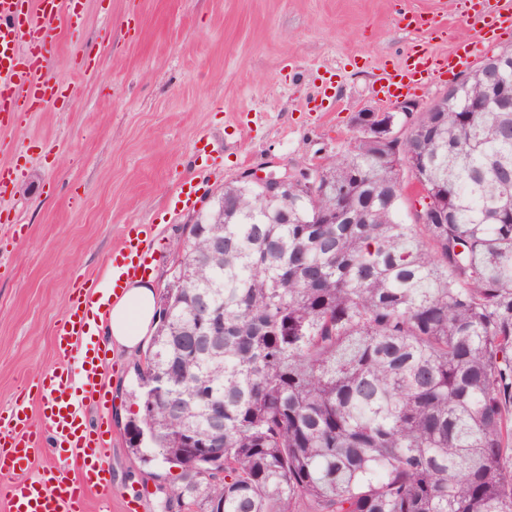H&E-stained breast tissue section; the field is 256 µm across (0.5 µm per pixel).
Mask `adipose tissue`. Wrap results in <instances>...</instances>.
Here are the masks:
<instances>
[{"mask_svg": "<svg viewBox=\"0 0 512 512\" xmlns=\"http://www.w3.org/2000/svg\"><path fill=\"white\" fill-rule=\"evenodd\" d=\"M102 326L109 343L132 353L150 330L155 313V290L151 278L134 281L115 301L106 303Z\"/></svg>", "mask_w": 512, "mask_h": 512, "instance_id": "obj_1", "label": "adipose tissue"}]
</instances>
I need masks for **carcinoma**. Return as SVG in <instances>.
Here are the masks:
<instances>
[{"instance_id":"1","label":"carcinoma","mask_w":512,"mask_h":512,"mask_svg":"<svg viewBox=\"0 0 512 512\" xmlns=\"http://www.w3.org/2000/svg\"><path fill=\"white\" fill-rule=\"evenodd\" d=\"M421 112L316 196L224 186L135 364L128 448L200 512H512V112ZM400 159L416 169L401 219ZM436 212L442 224H423ZM224 335L190 336L199 296Z\"/></svg>"}]
</instances>
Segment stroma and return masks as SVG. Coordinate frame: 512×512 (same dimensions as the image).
I'll list each match as a JSON object with an SVG mask.
<instances>
[{
    "label": "stroma",
    "instance_id": "obj_1",
    "mask_svg": "<svg viewBox=\"0 0 512 512\" xmlns=\"http://www.w3.org/2000/svg\"><path fill=\"white\" fill-rule=\"evenodd\" d=\"M465 2L81 0V23L64 29L50 62L51 78L72 89L69 105L21 116L0 147L14 170L0 207L15 217L0 223V409L54 365L57 320L125 232L154 226L147 261L164 298L176 242L224 183L246 169L316 166L350 141L360 109L386 108L377 73L411 44L403 12L446 16L447 33L431 42L441 53L466 45L479 63L512 45V32L480 38ZM179 187L192 206L176 207ZM112 355L113 498L88 510L122 512L120 493L145 482L140 512H187L168 501L177 470L143 465L127 448L138 357Z\"/></svg>",
    "mask_w": 512,
    "mask_h": 512
}]
</instances>
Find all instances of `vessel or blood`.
<instances>
[{
    "label": "vessel or blood",
    "mask_w": 512,
    "mask_h": 512,
    "mask_svg": "<svg viewBox=\"0 0 512 512\" xmlns=\"http://www.w3.org/2000/svg\"><path fill=\"white\" fill-rule=\"evenodd\" d=\"M76 0H0V129L17 123L21 112L64 103L67 85L48 74L46 47L75 16ZM472 24L478 33L512 30V0H474ZM445 18L417 19L415 40L401 63L380 69L385 98L470 67L468 49L434 55L423 36L444 28ZM147 239L127 234L112 256V294L120 296L142 275ZM102 296L93 279H85L67 311L57 320L53 345L55 363L36 382V394L0 411V476L8 477L7 512H87L91 498L112 497V475L104 457L106 436L91 425L86 407L100 405L106 385L105 359L96 346L97 327L90 311ZM79 358V371L70 361ZM43 427H34L31 413ZM57 448L55 462L33 468L31 454L42 444Z\"/></svg>",
    "instance_id": "1"
}]
</instances>
